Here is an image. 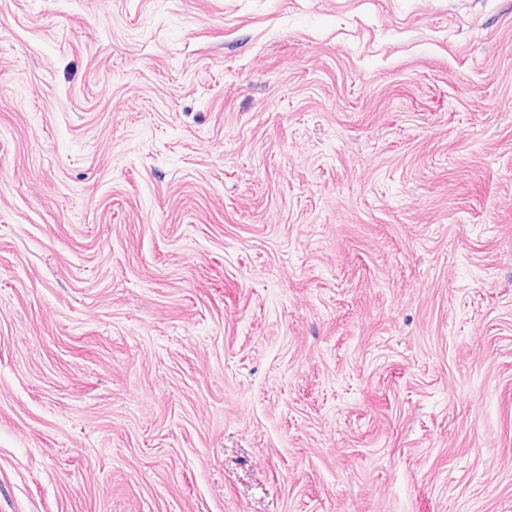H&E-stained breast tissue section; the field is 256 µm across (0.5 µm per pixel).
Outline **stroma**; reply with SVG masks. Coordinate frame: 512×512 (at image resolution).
Instances as JSON below:
<instances>
[{"mask_svg": "<svg viewBox=\"0 0 512 512\" xmlns=\"http://www.w3.org/2000/svg\"><path fill=\"white\" fill-rule=\"evenodd\" d=\"M0 512H512V0H0Z\"/></svg>", "mask_w": 512, "mask_h": 512, "instance_id": "1", "label": "stroma"}]
</instances>
